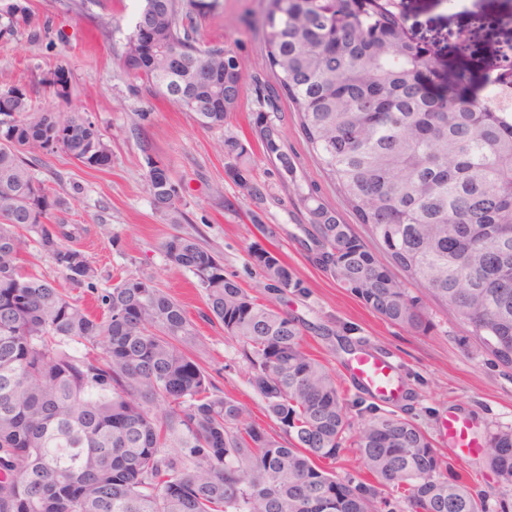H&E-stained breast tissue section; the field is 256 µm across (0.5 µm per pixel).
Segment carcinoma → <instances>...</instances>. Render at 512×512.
Here are the masks:
<instances>
[{
  "label": "carcinoma",
  "instance_id": "cac0c4a2",
  "mask_svg": "<svg viewBox=\"0 0 512 512\" xmlns=\"http://www.w3.org/2000/svg\"><path fill=\"white\" fill-rule=\"evenodd\" d=\"M26 0H0V39L27 25ZM136 21L155 28L160 70L127 38L123 66L156 94L222 129L245 77L235 53L201 40L181 0H143ZM277 95L346 206L405 276L427 289L501 364L512 366V113L471 97L474 62L448 63L411 40L387 0H268L262 20ZM187 89L182 97L172 87ZM0 112V512H488L478 493L413 420L359 408L336 374L306 348L308 327L278 307L294 278L256 241V295L224 274V261L189 236L162 245L190 271L225 337L240 345L269 431L200 368L185 344L196 329L182 304L143 275L100 273L73 245L68 202L30 158L62 152L87 167L110 151L86 112H33L26 89H3ZM224 109L204 111L214 94ZM446 104L448 111L439 110ZM263 152L292 172L278 138ZM235 182H252L247 150L224 139ZM152 203L178 224L180 186L149 173ZM302 245L315 265L386 321L415 332L426 308L337 211L308 193ZM34 247L55 277L24 273ZM95 296V314L62 288ZM361 419L352 441L346 433ZM353 445L355 473L322 462ZM512 431L481 448L499 494L512 493Z\"/></svg>",
  "mask_w": 512,
  "mask_h": 512
}]
</instances>
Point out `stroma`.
<instances>
[{
	"label": "stroma",
	"mask_w": 512,
	"mask_h": 512,
	"mask_svg": "<svg viewBox=\"0 0 512 512\" xmlns=\"http://www.w3.org/2000/svg\"><path fill=\"white\" fill-rule=\"evenodd\" d=\"M70 3L29 0L28 33L0 39V88L26 87L36 111L91 113L105 134L112 151L109 168H87L61 153L40 157L34 168L68 200L61 217L81 225L76 247L102 271L153 277L178 299L196 328L189 349L199 366L226 394L248 406L256 424L269 429L273 423L262 398L247 383L248 364L238 346L218 325L203 320L205 299L193 275L171 266L162 251L173 232L195 237L223 258L228 277L253 288L260 277L248 263L247 248L262 235L250 214L260 213L264 223L275 225L274 245L303 285L302 291H289L283 307L310 324L307 341L336 371L347 397L412 418L456 472L475 489L487 491L480 452L449 440L445 426L449 415L462 416L470 423L471 437L480 441L512 429V367L480 349L446 310L429 305L428 332H411L383 320L310 262L299 243V227L308 221L302 194L316 193L359 236L367 231L321 172L287 99H279L275 116L283 149L294 162L293 178L281 179L279 161L263 152L257 97L274 83L261 26L267 0H215L212 9L196 18L201 39L232 48L246 75L239 104L220 130L200 128L191 113L151 92L123 68L135 16L133 0H87L81 9ZM404 7L412 38L454 58L456 36L465 32V21L448 14L438 0H404ZM60 69L71 94L66 103L43 86ZM230 136L247 149L262 198L249 196L232 179V160L219 147ZM153 161L164 164L181 187L186 204L182 224H168L153 208L148 183ZM338 326L346 327V335H335ZM350 340L363 341L367 350L391 358L404 386L402 397L380 402L359 387L349 374L351 356L345 344Z\"/></svg>",
	"instance_id": "35a3bbf8"
}]
</instances>
